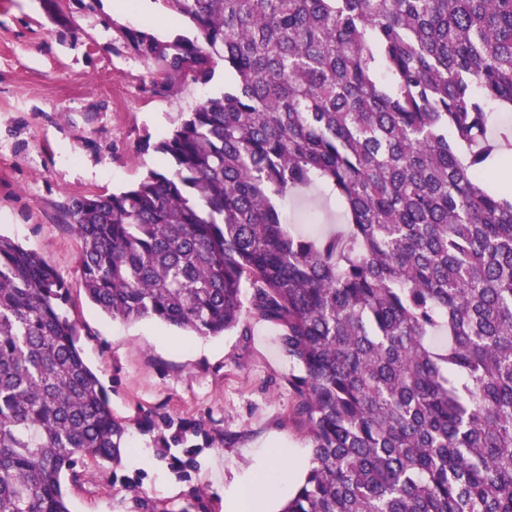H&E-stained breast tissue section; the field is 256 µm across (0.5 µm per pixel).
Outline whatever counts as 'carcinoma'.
I'll return each instance as SVG.
<instances>
[{
	"instance_id": "carcinoma-1",
	"label": "carcinoma",
	"mask_w": 512,
	"mask_h": 512,
	"mask_svg": "<svg viewBox=\"0 0 512 512\" xmlns=\"http://www.w3.org/2000/svg\"><path fill=\"white\" fill-rule=\"evenodd\" d=\"M196 39L133 33L166 87L224 93L170 162L79 196L86 295L122 321L281 328L310 466L280 512H512V0H164ZM321 186L348 231L294 235ZM63 282L0 234V512H71L65 479L125 426L85 363Z\"/></svg>"
}]
</instances>
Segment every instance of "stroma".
<instances>
[{"label": "stroma", "instance_id": "stroma-1", "mask_svg": "<svg viewBox=\"0 0 512 512\" xmlns=\"http://www.w3.org/2000/svg\"><path fill=\"white\" fill-rule=\"evenodd\" d=\"M0 0V233L37 253L65 281L85 361L127 428L116 463L84 462L67 484L72 512H230L271 458L304 474L310 442L292 409L293 366L277 329L198 337L151 321L103 314L84 293L80 238L65 222L74 197L137 183L167 159L155 145L204 99L224 91V68L205 84L156 82L159 62L140 57L131 31L169 16L162 0ZM287 227L342 228L344 211L321 190L291 196ZM188 446L164 449L179 428Z\"/></svg>", "mask_w": 512, "mask_h": 512}]
</instances>
